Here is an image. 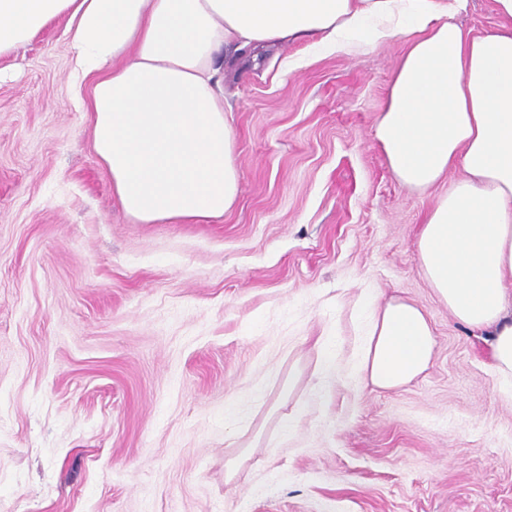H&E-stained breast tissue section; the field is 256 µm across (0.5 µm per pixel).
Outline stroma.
I'll list each match as a JSON object with an SVG mask.
<instances>
[{
	"label": "stroma",
	"instance_id": "obj_1",
	"mask_svg": "<svg viewBox=\"0 0 512 512\" xmlns=\"http://www.w3.org/2000/svg\"><path fill=\"white\" fill-rule=\"evenodd\" d=\"M405 52L225 66L238 196L172 224L113 194L66 19L0 57V512H512V392L416 258L457 174L374 136ZM367 288L432 323L395 390L355 370Z\"/></svg>",
	"mask_w": 512,
	"mask_h": 512
}]
</instances>
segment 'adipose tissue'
<instances>
[{
    "mask_svg": "<svg viewBox=\"0 0 512 512\" xmlns=\"http://www.w3.org/2000/svg\"><path fill=\"white\" fill-rule=\"evenodd\" d=\"M466 0H0V56L67 18L70 84L93 78V147L136 222L223 216L239 182L234 134L217 89L219 54L309 41L353 52L400 39L375 137L401 183H456L417 235L420 269L453 318L492 337V371L512 384V0L509 28L478 36L456 15ZM427 313L373 303L359 370L391 390L429 365Z\"/></svg>",
    "mask_w": 512,
    "mask_h": 512,
    "instance_id": "1",
    "label": "adipose tissue"
}]
</instances>
